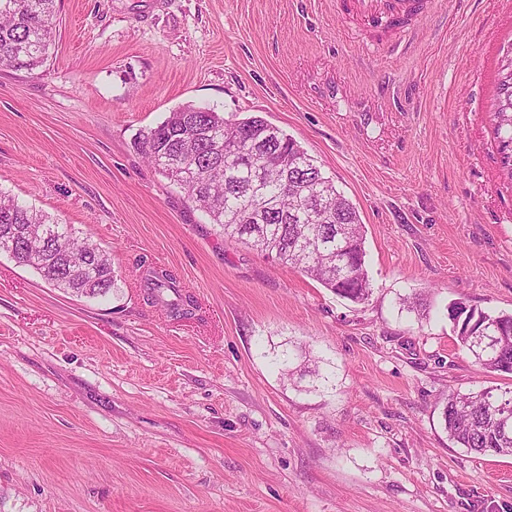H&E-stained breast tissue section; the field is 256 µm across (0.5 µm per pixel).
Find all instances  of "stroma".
<instances>
[{
    "label": "stroma",
    "mask_w": 512,
    "mask_h": 512,
    "mask_svg": "<svg viewBox=\"0 0 512 512\" xmlns=\"http://www.w3.org/2000/svg\"><path fill=\"white\" fill-rule=\"evenodd\" d=\"M0 71V190L112 257V294L0 254V512H512V456L451 441L449 391L512 388L448 308L512 312V182L492 124L512 0H435L410 33L346 0H59ZM257 115L357 207L373 293L337 297L225 240L136 148L178 106ZM193 296L178 319L147 271ZM423 294L427 319L398 310ZM335 396L281 379L284 340ZM143 282L151 297H154L157 301L164 302V293L173 290L177 294V298L171 303H166V305L170 306L172 311L182 318L192 317L196 309L195 301L190 295L183 296L178 293L175 285L176 281L172 274L167 272L159 274L158 272L149 271ZM272 363L277 368L280 376L288 381L294 379L295 373L299 372L300 379L312 376V385L307 391L325 396L326 393L336 392L335 367L334 363L322 357H316L313 349L306 345H297L288 340L277 346ZM280 348V349H279ZM308 362L314 363V368L309 370ZM323 363L324 366L319 365ZM332 363V365H331Z\"/></svg>",
    "instance_id": "obj_1"
}]
</instances>
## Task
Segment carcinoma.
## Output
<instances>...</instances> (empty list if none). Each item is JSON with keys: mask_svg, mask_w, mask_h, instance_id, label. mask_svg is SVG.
Wrapping results in <instances>:
<instances>
[{"mask_svg": "<svg viewBox=\"0 0 512 512\" xmlns=\"http://www.w3.org/2000/svg\"><path fill=\"white\" fill-rule=\"evenodd\" d=\"M57 0H0V70L34 71L49 58ZM502 174L512 180V112L493 113ZM136 147L188 200L220 227L224 238L300 269L335 295L360 304L373 293L366 266L364 225L353 204L289 135L259 116L228 120L210 107L184 105L140 132ZM50 216L0 192V252L36 270L52 286L77 296H104L115 285L107 251L63 231ZM33 263L25 235L53 230ZM144 287L157 301L176 290L170 273L150 272ZM172 311L190 318L191 296L177 295ZM457 345L481 369L512 374V313L455 303ZM273 364L289 381L312 377L310 391L336 392L331 362L292 341L278 345ZM451 440L475 454L512 455V390L448 393L442 408Z\"/></svg>", "mask_w": 512, "mask_h": 512, "instance_id": "carcinoma-1", "label": "carcinoma"}]
</instances>
